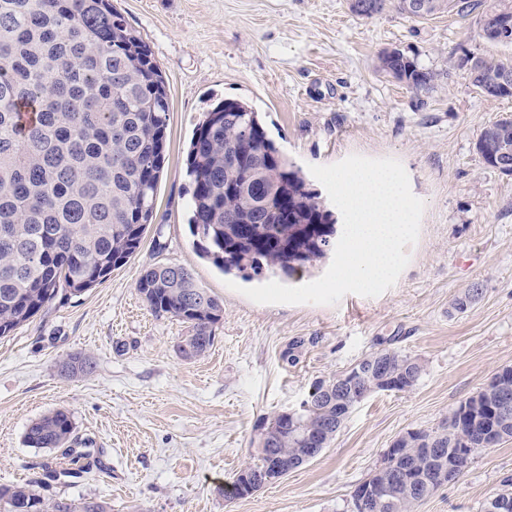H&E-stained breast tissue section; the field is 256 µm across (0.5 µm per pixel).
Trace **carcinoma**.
I'll use <instances>...</instances> for the list:
<instances>
[{
	"instance_id": "carcinoma-1",
	"label": "carcinoma",
	"mask_w": 512,
	"mask_h": 512,
	"mask_svg": "<svg viewBox=\"0 0 512 512\" xmlns=\"http://www.w3.org/2000/svg\"><path fill=\"white\" fill-rule=\"evenodd\" d=\"M357 17L372 18L389 8L418 19L409 0H359ZM423 19L448 12H480L481 31L499 38L487 19L512 20V0H433ZM468 71L484 95L512 97V58L466 55ZM378 68L418 94L432 90L438 74L420 67L399 49L384 50ZM169 97L150 48L135 35L110 0H0V338L10 335L61 293L80 294L125 265L140 248L152 223L155 192L164 166ZM248 129L251 136L242 137ZM476 150L495 170L499 154L512 159V118L486 124ZM192 183L190 230L201 256L226 273L260 276L267 270L286 277L325 257L337 235L335 213L301 171L267 137L257 112L241 100L226 99L207 112L187 149ZM137 290L152 312L187 324L179 353L194 359L213 346L224 304L199 286L178 264L143 266ZM388 380L379 390L402 392L419 380L418 359L397 350L366 355L354 369H366L381 355ZM94 369L90 356L75 352L60 364L64 377ZM313 384L306 415L275 414L280 467L303 464L310 439L321 448L336 436L357 406L353 388L328 394ZM71 413L58 408L32 420L24 441L31 448H62L72 440ZM445 433L443 451L453 475L464 472L474 452L512 438V366L466 398L435 430L418 429L400 443L414 464L416 484L393 483L383 462L365 480L381 500L379 512H412L435 489L425 486L440 462L427 453V439ZM268 457L242 468L231 495H248L244 475L255 479ZM495 494L484 512H512V481ZM8 512H107L96 500H47L26 485L0 491Z\"/></svg>"
}]
</instances>
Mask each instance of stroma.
<instances>
[{
    "instance_id": "35a3bbf8",
    "label": "stroma",
    "mask_w": 512,
    "mask_h": 512,
    "mask_svg": "<svg viewBox=\"0 0 512 512\" xmlns=\"http://www.w3.org/2000/svg\"><path fill=\"white\" fill-rule=\"evenodd\" d=\"M149 46L170 100L165 166L139 252L101 283L60 295L0 338V489L27 484L46 499H95L111 512H355L352 492L392 442L432 429L512 365V176L486 167L482 127L512 116L456 68L466 54L504 58L479 16L411 21L390 10L352 15L346 0H112ZM399 48L443 73L428 94L378 71ZM227 98L260 113L269 138L299 169L358 154L402 163L425 204L419 238L396 284L335 305L258 304L201 257L189 228L186 150L207 110ZM174 263L224 304L213 348L186 360L184 324L155 315L137 291L140 268ZM481 293L465 312L453 299ZM392 349L424 371L411 389L361 402L316 458L252 495L227 496L256 462L265 417L298 408L311 385ZM89 355L93 372L68 379L60 360ZM75 422L76 451L100 467L56 475L61 449L28 447L31 420L58 408ZM512 478V438L479 449L469 467L414 512H481Z\"/></svg>"
}]
</instances>
